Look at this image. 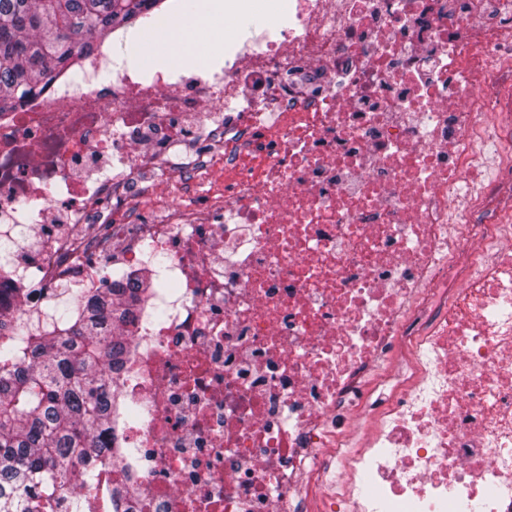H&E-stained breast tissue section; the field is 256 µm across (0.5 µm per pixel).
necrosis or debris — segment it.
Here are the masks:
<instances>
[{
    "instance_id": "obj_1",
    "label": "necrosis or debris",
    "mask_w": 512,
    "mask_h": 512,
    "mask_svg": "<svg viewBox=\"0 0 512 512\" xmlns=\"http://www.w3.org/2000/svg\"><path fill=\"white\" fill-rule=\"evenodd\" d=\"M255 10L223 57L107 84L98 43L0 112L20 323L154 287L82 512H512V0L224 4ZM146 175L208 191L157 223Z\"/></svg>"
}]
</instances>
